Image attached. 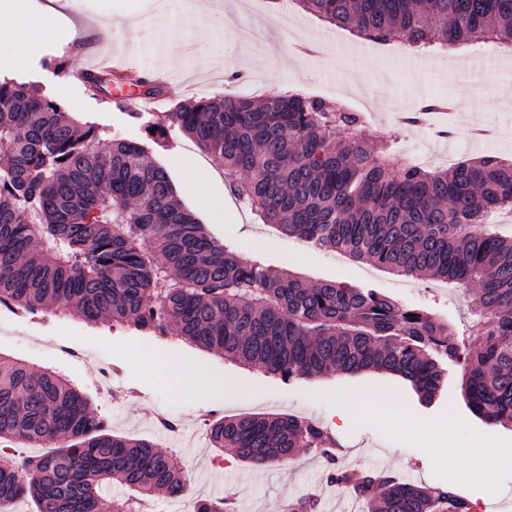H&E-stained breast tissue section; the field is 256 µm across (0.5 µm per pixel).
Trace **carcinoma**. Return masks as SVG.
Masks as SVG:
<instances>
[{
  "mask_svg": "<svg viewBox=\"0 0 512 512\" xmlns=\"http://www.w3.org/2000/svg\"><path fill=\"white\" fill-rule=\"evenodd\" d=\"M334 26L377 43L426 51L512 45V0H297ZM224 169L231 194L265 224L318 248L402 276L476 282L469 335L374 288L308 284L245 258L176 198L143 145L101 134L51 99L0 81V304L35 314L74 309L144 336L184 341L284 381L330 371H384L430 405L462 367L469 409L512 426V237L486 224L512 210V157L487 154L448 170L398 164L360 138L364 115L297 91L221 97L168 113ZM53 449L0 468V512L31 497L38 512H141L155 493L181 495L178 457L112 433L59 374L0 357V443ZM210 447L279 466L320 454L331 482L365 512H472L451 487H420L388 471L335 467L336 441L297 415L214 419ZM117 481L132 490L104 503ZM196 512H235L226 498Z\"/></svg>",
  "mask_w": 512,
  "mask_h": 512,
  "instance_id": "obj_1",
  "label": "carcinoma"
}]
</instances>
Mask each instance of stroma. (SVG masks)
<instances>
[{
	"mask_svg": "<svg viewBox=\"0 0 512 512\" xmlns=\"http://www.w3.org/2000/svg\"><path fill=\"white\" fill-rule=\"evenodd\" d=\"M33 2L52 4L67 26L32 53L21 55L15 46L1 45L0 60L19 61L13 80L56 101L81 122L103 128L107 137L146 143L150 159L168 172L183 206L214 236L232 243L243 257L263 254L273 269L303 281L375 288L398 303L427 307L448 319L457 333L467 332L475 284L452 289L428 276H397L286 236L229 194L223 170L188 136L174 129L156 142L147 127L178 101L265 96L298 84L328 99L344 94L365 114L362 138L371 145L391 144L399 162L416 156L421 166L446 168L477 154L507 157L512 155V86H499L490 77L498 63L493 46L476 43L464 55L433 51L415 70L408 54L396 51L381 59L378 45L321 21L297 0H207L202 6L197 0ZM271 13L279 22L266 28L263 42L236 39V28ZM99 24L137 75L156 70L175 89V97L144 105L141 122L131 121L106 98L90 96L73 76L84 64L75 40ZM307 40L317 41L320 51L295 58L293 48ZM462 85L475 89L473 111L457 112L450 137L397 122L399 107L412 110L431 97L454 100ZM1 354L59 372L90 396L109 430L177 452L192 476L194 495H233L237 512H280L286 501L305 492L321 498L322 512H362V505L346 488L327 482L324 461L312 452H299L289 465L259 468L211 448L200 438V418L219 405L228 416L294 414L323 423L346 469L391 471L424 487L449 485L474 501L476 512H512V430L486 424L469 410L458 366L449 367L447 385L425 407L406 382L385 372L332 373L286 383L184 342L154 341L108 322L89 324L57 308L32 315L0 307ZM173 360L198 368L197 387H182L167 374ZM105 362L112 366L108 384L101 377ZM217 378L232 381V388H211L210 380ZM370 384L401 409V419H385L382 408L367 402L357 418L340 422L339 396L360 394ZM163 416L178 421L176 433L160 428ZM438 446L447 448V457L436 456ZM219 456L226 468L212 466Z\"/></svg>",
	"mask_w": 512,
	"mask_h": 512,
	"instance_id": "1",
	"label": "stroma"
}]
</instances>
